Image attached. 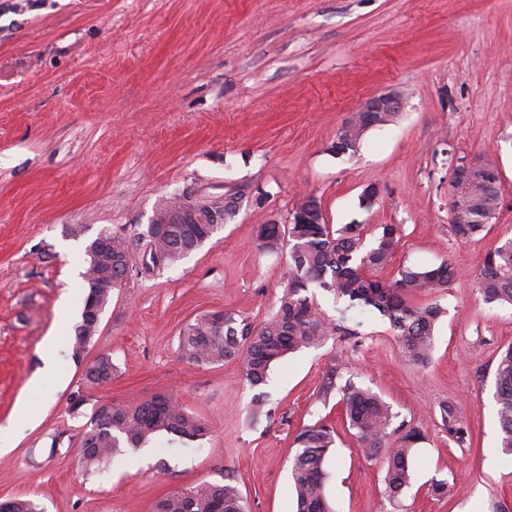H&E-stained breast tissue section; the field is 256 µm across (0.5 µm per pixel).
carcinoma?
Returning a JSON list of instances; mask_svg holds the SVG:
<instances>
[{"label": "carcinoma", "instance_id": "1", "mask_svg": "<svg viewBox=\"0 0 512 512\" xmlns=\"http://www.w3.org/2000/svg\"><path fill=\"white\" fill-rule=\"evenodd\" d=\"M370 127L357 115H351L332 146L334 153H355ZM452 187L457 190L455 212L459 223L451 225V230L461 241L475 240L486 231L499 206L497 168L485 161L474 181L464 185L454 181ZM192 207L209 223L177 224L168 236L150 242L152 263L172 265L181 261L200 247L201 240L210 239L222 229L237 211L228 196L222 201L197 200ZM309 208L317 215L315 224H265L258 230L264 252L277 254L288 248L289 274L277 310L256 327L225 311L221 332L211 321L213 312L197 316L179 336L184 357L196 366L236 361L250 386L265 384L275 362L320 346L342 329L327 322L315 305L310 289L321 288L346 299L348 311L359 307L387 318L398 336L402 358L415 365H427L435 347L436 326L445 309L436 302L416 304L413 297L425 291L442 293L451 280L448 262L425 270L403 266L386 280L380 273L392 264L401 240L395 225H379L372 245L365 250L364 225L344 224L334 229L326 223L317 198H310ZM96 242L93 238L85 245L87 283L95 285L107 277L123 283L127 274L124 260L130 255L128 238L112 233L110 267L96 259ZM476 289L486 304L512 306V239L488 253ZM97 332L96 326L77 325L73 356H79ZM113 374L112 358L100 354L86 369L85 377L92 384H103L111 381ZM494 376L499 448L512 455V345L500 353ZM340 402L365 458L384 455L385 493L389 500H399L411 485V452L421 432L403 424L392 428L396 415L390 404L369 388L348 382ZM440 414L448 437L465 446L470 433L454 406L443 405ZM207 431L206 425L180 407L172 395L156 394L137 405L114 403L108 414L96 410L90 426L82 432L80 463L90 470L158 435L194 440ZM334 435L332 427L317 421L303 426L296 437L297 451L291 465L296 512H332L326 495V463L330 448L335 445ZM152 512H245V508L237 486L203 481L157 498Z\"/></svg>", "mask_w": 512, "mask_h": 512}]
</instances>
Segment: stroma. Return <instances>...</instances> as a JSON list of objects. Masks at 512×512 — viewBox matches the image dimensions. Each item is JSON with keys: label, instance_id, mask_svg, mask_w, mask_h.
I'll list each match as a JSON object with an SVG mask.
<instances>
[{"label": "stroma", "instance_id": "1", "mask_svg": "<svg viewBox=\"0 0 512 512\" xmlns=\"http://www.w3.org/2000/svg\"><path fill=\"white\" fill-rule=\"evenodd\" d=\"M400 114L355 154L336 134L384 92ZM492 160L500 204L481 239L451 231L452 167ZM374 184L379 195L362 206ZM234 195L235 218L173 266L146 265V231L173 198ZM316 197L332 227L401 228L385 277L450 263L431 362H405L388 320L353 310L335 336L272 365L253 388L238 362L197 367L181 328L224 310L259 325L278 307L287 253L258 245ZM80 225L82 237L67 229ZM131 242L86 359L110 354L112 381L87 382L72 357L85 287L84 248L102 229ZM512 238V0H0V499L45 512H151L161 495L229 482L247 512H295L290 468L302 426L336 432L326 484L335 512H486L512 508V456L498 446L493 368L512 343V308L475 282ZM387 401L418 429L411 486L384 493L339 399L346 381ZM171 393L209 434L160 436L85 470L79 438L105 402ZM453 405L471 447L449 439ZM445 479L458 494H430Z\"/></svg>", "mask_w": 512, "mask_h": 512}]
</instances>
